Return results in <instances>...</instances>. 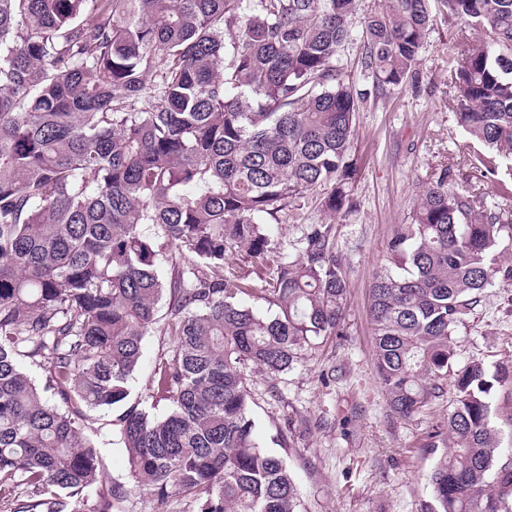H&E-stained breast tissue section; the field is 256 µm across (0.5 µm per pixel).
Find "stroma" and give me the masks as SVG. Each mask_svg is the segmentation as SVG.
<instances>
[{"instance_id":"obj_1","label":"stroma","mask_w":512,"mask_h":512,"mask_svg":"<svg viewBox=\"0 0 512 512\" xmlns=\"http://www.w3.org/2000/svg\"><path fill=\"white\" fill-rule=\"evenodd\" d=\"M430 6L435 22L415 79L369 98L356 115L357 205L340 216L336 238L349 280L345 334L309 350L280 379L255 372L249 382L257 436L287 460L302 512H426L433 503L428 476L441 451L427 447V435L447 418L454 390L446 388L411 419L395 418L376 374L368 315L372 275L391 266V241L410 221L420 182L444 166L464 165L477 147L448 110V68L476 35L448 19L439 0ZM324 219L313 193L282 213V250L293 251L303 226ZM457 339L463 358L512 367V286L486 290ZM173 344L156 328L145 336L132 399L150 402L155 361ZM290 426L296 436L287 445L282 435Z\"/></svg>"}]
</instances>
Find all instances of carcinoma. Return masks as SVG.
<instances>
[{
    "mask_svg": "<svg viewBox=\"0 0 512 512\" xmlns=\"http://www.w3.org/2000/svg\"><path fill=\"white\" fill-rule=\"evenodd\" d=\"M430 0L365 18L372 93L416 74ZM481 34L448 71V110L480 149L420 192L369 288L376 374L390 411L420 412L453 379L430 512H512L490 373L459 362L456 331L484 291L512 282V0H440ZM355 0H0V489L11 512H114L143 491L167 512H300L284 458L263 448L248 372L285 374L343 334L349 288L337 225L278 251L280 214L318 188L331 216L348 183L368 93L338 65ZM155 227L148 236L141 225ZM238 258L228 262L226 253ZM169 275L159 272V262ZM269 267V276L258 270ZM261 296L264 315L245 298ZM167 302L173 348L153 414L131 402L142 341ZM44 372L37 383L24 369ZM127 451L107 480L94 414Z\"/></svg>",
    "mask_w": 512,
    "mask_h": 512,
    "instance_id": "obj_1",
    "label": "carcinoma"
}]
</instances>
